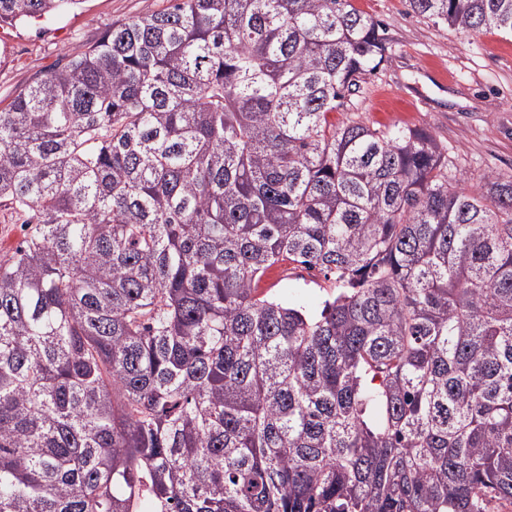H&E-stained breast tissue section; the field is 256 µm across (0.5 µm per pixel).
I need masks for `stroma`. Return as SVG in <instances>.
Here are the masks:
<instances>
[{
    "label": "stroma",
    "instance_id": "35a3bbf8",
    "mask_svg": "<svg viewBox=\"0 0 512 512\" xmlns=\"http://www.w3.org/2000/svg\"><path fill=\"white\" fill-rule=\"evenodd\" d=\"M381 21L385 61L361 83L355 104L332 118L373 129L392 126L431 132L452 162L451 172L475 183L488 170L512 175V39L434 26L407 0H353ZM169 0H81L48 21L0 28V109L35 76L55 67L112 24L168 8ZM260 292L320 309L331 281L282 263L258 284Z\"/></svg>",
    "mask_w": 512,
    "mask_h": 512
}]
</instances>
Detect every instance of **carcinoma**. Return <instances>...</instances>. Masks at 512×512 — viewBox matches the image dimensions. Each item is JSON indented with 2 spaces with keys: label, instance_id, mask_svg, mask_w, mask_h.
Here are the masks:
<instances>
[{
  "label": "carcinoma",
  "instance_id": "carcinoma-1",
  "mask_svg": "<svg viewBox=\"0 0 512 512\" xmlns=\"http://www.w3.org/2000/svg\"><path fill=\"white\" fill-rule=\"evenodd\" d=\"M408 3L512 36V0ZM386 44L352 0H172L0 110V512L512 504V176L330 121ZM285 261L320 310L258 293ZM23 218L10 214L9 211L0 212V249L4 252L13 250L24 238L28 226L22 223Z\"/></svg>",
  "mask_w": 512,
  "mask_h": 512
}]
</instances>
